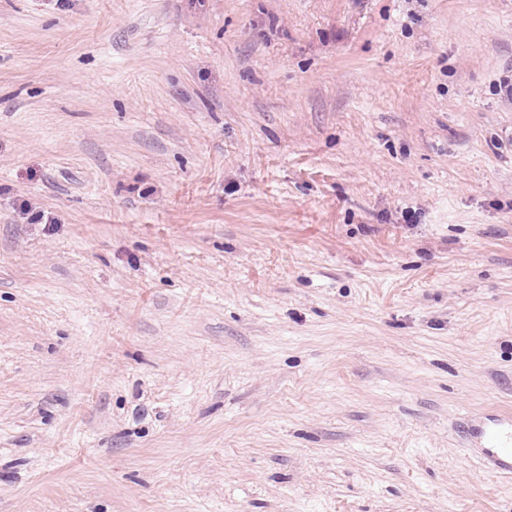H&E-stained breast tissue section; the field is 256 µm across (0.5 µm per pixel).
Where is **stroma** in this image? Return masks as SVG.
I'll return each mask as SVG.
<instances>
[{
	"instance_id": "35a3bbf8",
	"label": "stroma",
	"mask_w": 512,
	"mask_h": 512,
	"mask_svg": "<svg viewBox=\"0 0 512 512\" xmlns=\"http://www.w3.org/2000/svg\"><path fill=\"white\" fill-rule=\"evenodd\" d=\"M512 0H0V512H512ZM472 436L480 440L478 448L491 465L493 473L502 478H512V415L507 412L491 415Z\"/></svg>"
}]
</instances>
